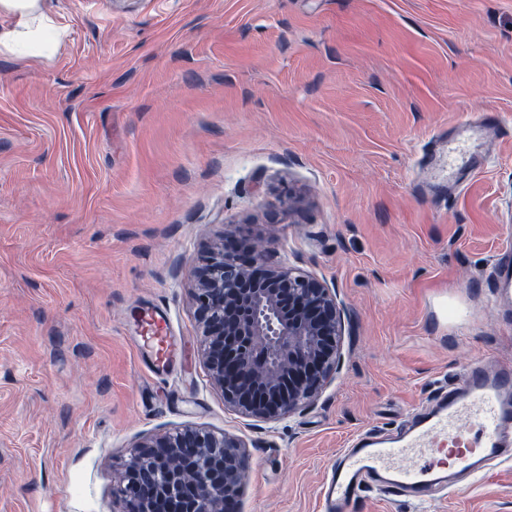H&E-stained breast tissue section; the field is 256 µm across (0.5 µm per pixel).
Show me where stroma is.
Returning <instances> with one entry per match:
<instances>
[{"label": "stroma", "mask_w": 512, "mask_h": 512, "mask_svg": "<svg viewBox=\"0 0 512 512\" xmlns=\"http://www.w3.org/2000/svg\"><path fill=\"white\" fill-rule=\"evenodd\" d=\"M49 58L0 54V512H121L134 446L184 427L243 438L241 512H324L330 463L392 436L473 356L512 366V0H42ZM466 186L422 161L486 111ZM344 303L318 399L264 423L201 357L191 270L218 233ZM165 315L178 364L134 334ZM422 512H512V462L452 473Z\"/></svg>", "instance_id": "1"}]
</instances>
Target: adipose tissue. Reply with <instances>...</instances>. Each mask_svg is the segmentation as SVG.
Returning a JSON list of instances; mask_svg holds the SVG:
<instances>
[{
	"instance_id": "ef3b65f1",
	"label": "adipose tissue",
	"mask_w": 512,
	"mask_h": 512,
	"mask_svg": "<svg viewBox=\"0 0 512 512\" xmlns=\"http://www.w3.org/2000/svg\"><path fill=\"white\" fill-rule=\"evenodd\" d=\"M67 32L42 10L41 0H0V53L51 57Z\"/></svg>"
}]
</instances>
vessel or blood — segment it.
I'll return each mask as SVG.
<instances>
[{"label": "vessel or blood", "instance_id": "obj_1", "mask_svg": "<svg viewBox=\"0 0 512 512\" xmlns=\"http://www.w3.org/2000/svg\"><path fill=\"white\" fill-rule=\"evenodd\" d=\"M501 125L498 112L483 113L475 121L461 118L449 131L448 144L456 146L483 129ZM482 165V158L470 156L460 164L448 161L442 170L456 188L465 171ZM137 344L155 367L175 366L177 345L158 313L142 317ZM511 389L512 370L494 371L477 359L464 369L459 384L408 429L389 438L361 434L328 468L325 512H341L366 486L389 495L405 490L419 497L437 467V453L444 448L451 449L455 468L473 475L487 462L512 458V406L502 400Z\"/></svg>", "mask_w": 512, "mask_h": 512}]
</instances>
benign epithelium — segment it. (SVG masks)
Returning a JSON list of instances; mask_svg holds the SVG:
<instances>
[{
    "label": "benign epithelium",
    "instance_id": "obj_1",
    "mask_svg": "<svg viewBox=\"0 0 512 512\" xmlns=\"http://www.w3.org/2000/svg\"><path fill=\"white\" fill-rule=\"evenodd\" d=\"M260 241L219 242L191 272L201 350L224 404L264 422L313 403L336 370L345 308L327 282L270 265ZM246 444L185 427L145 440L126 467L123 512H236Z\"/></svg>",
    "mask_w": 512,
    "mask_h": 512
}]
</instances>
